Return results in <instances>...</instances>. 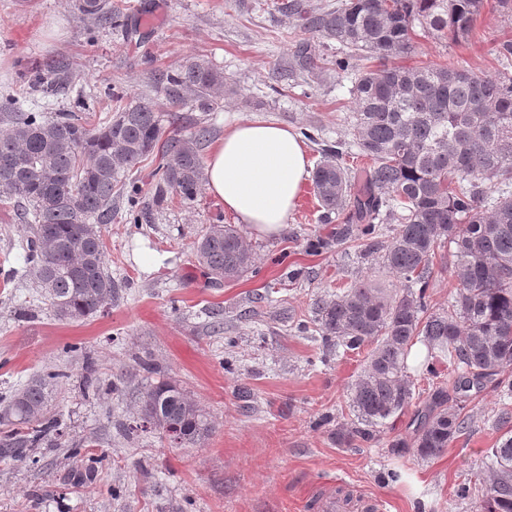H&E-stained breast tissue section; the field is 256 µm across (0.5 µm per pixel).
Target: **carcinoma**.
<instances>
[{
	"instance_id": "cac0c4a2",
	"label": "carcinoma",
	"mask_w": 512,
	"mask_h": 512,
	"mask_svg": "<svg viewBox=\"0 0 512 512\" xmlns=\"http://www.w3.org/2000/svg\"><path fill=\"white\" fill-rule=\"evenodd\" d=\"M76 9L104 25H126L112 0H76ZM484 0H340L334 8L307 10L297 0L277 8L296 16L307 33L342 47L336 69L370 56L380 62L352 88L354 144L371 161L362 187H352L342 165L346 143L322 150L312 185L324 218L345 216L343 237L362 246L402 288L356 282L316 303L313 329L343 352L373 345L350 388L360 427L336 432V441L369 438L373 428L406 408L415 382L407 375L414 340L427 348L428 375L448 362L452 389L435 386L416 411L413 443L421 459L448 448L468 427L470 392L490 387L506 402L497 417L505 430L482 463L477 512H512V40L500 42L491 76L448 65H403L416 28L454 43L473 34ZM296 65L314 70L308 43L294 52ZM59 63L32 66L31 91L55 93L63 85ZM157 89L175 107L193 96L204 109L227 93L224 73L204 60L159 74ZM0 201L16 207L23 223L24 261L41 297L60 320L89 318L112 305L119 285L106 267L102 229L112 223V200L125 195L129 173L156 154L151 190L128 195L133 223L164 206L169 195L195 201L203 179L197 144L209 135L195 127L189 138L164 136L162 118L146 100L115 101V115L93 123L78 112H1ZM379 224L391 240H377ZM451 245L441 270L455 279L448 308H434L427 288L437 250ZM197 263L214 279L247 273L254 255L232 224H210L194 243ZM65 378L48 372L29 380L4 405L8 429L0 433V458L23 462L46 448L60 421L48 411V386ZM140 429H152L178 448L202 443L212 432L209 414L183 389L159 381L140 399Z\"/></svg>"
}]
</instances>
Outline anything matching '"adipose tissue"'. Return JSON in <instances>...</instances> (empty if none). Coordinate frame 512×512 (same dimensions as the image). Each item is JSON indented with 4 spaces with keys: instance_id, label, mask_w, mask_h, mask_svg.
Here are the masks:
<instances>
[{
    "instance_id": "1",
    "label": "adipose tissue",
    "mask_w": 512,
    "mask_h": 512,
    "mask_svg": "<svg viewBox=\"0 0 512 512\" xmlns=\"http://www.w3.org/2000/svg\"><path fill=\"white\" fill-rule=\"evenodd\" d=\"M309 168L298 134L273 122L240 120L207 156L206 187L241 223L273 236L287 224Z\"/></svg>"
}]
</instances>
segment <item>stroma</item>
Segmentation results:
<instances>
[{
  "label": "stroma",
  "mask_w": 512,
  "mask_h": 512,
  "mask_svg": "<svg viewBox=\"0 0 512 512\" xmlns=\"http://www.w3.org/2000/svg\"><path fill=\"white\" fill-rule=\"evenodd\" d=\"M114 2L141 41L82 16L75 0H0V100L14 95L21 110L51 115L81 98L102 118L110 94L148 97L166 132L187 138L202 122L215 141L234 121H272L306 135L314 163L325 146L352 141L357 70H337L336 42L307 38L273 0ZM503 39H512V14L485 0L468 41L419 33L408 62L491 73ZM303 41L317 57L310 73L293 68ZM56 58L69 64L65 89L26 94L27 63ZM195 58L222 71L231 88L207 112L192 102L172 108L154 88L157 73ZM234 221L205 189L190 204L173 199L147 224L114 219L103 239L107 270L121 286L117 301L91 318L61 321L25 271L24 224L0 204V396L35 375L66 373L50 400L61 421L57 444L21 464L0 460V512H302L313 486L336 477L354 493L388 499L391 512H475L455 491L484 478L481 460L501 436L496 392L472 396L468 430L436 457L397 447L413 436L414 402L372 437L337 445V429L354 426L349 388L367 353H331L298 324L355 281L395 282L340 239L341 217L324 216L309 184L278 235L241 226L256 262L240 279L214 282L193 245L203 227ZM145 247L164 255L163 264L144 269L137 254ZM90 360L116 392L84 391ZM163 379L209 413L203 444L173 448L136 429L142 394ZM88 457L100 461L96 478L74 482Z\"/></svg>",
  "instance_id": "stroma-1"
}]
</instances>
